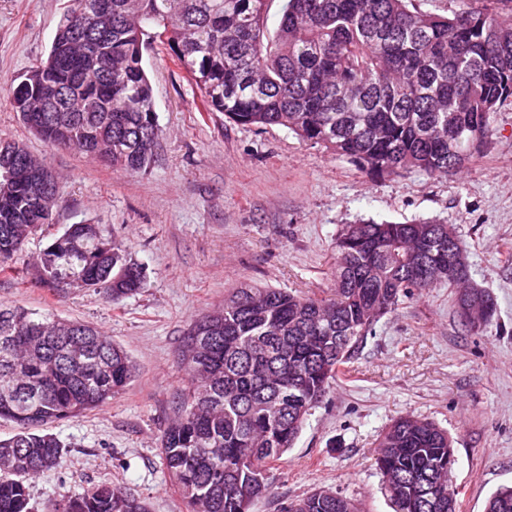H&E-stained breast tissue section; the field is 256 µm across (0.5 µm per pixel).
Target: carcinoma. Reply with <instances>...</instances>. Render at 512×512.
I'll return each mask as SVG.
<instances>
[{
    "instance_id": "1",
    "label": "carcinoma",
    "mask_w": 512,
    "mask_h": 512,
    "mask_svg": "<svg viewBox=\"0 0 512 512\" xmlns=\"http://www.w3.org/2000/svg\"><path fill=\"white\" fill-rule=\"evenodd\" d=\"M269 0H66L48 55L9 85L13 109L50 145L130 174L154 160L160 129L143 53L168 47L206 112L264 128L280 125L372 176L460 171L512 101V16L445 17L409 0H284L267 34ZM102 5L94 14L92 5ZM20 177L0 167V274L38 230ZM331 294L300 297L241 287L224 307L186 329L187 385L160 438L161 458L188 512H250L269 493L264 467L281 460L310 411L345 374L375 324L407 298L469 280L465 248L436 219L361 220L336 237ZM460 269L448 278V263ZM31 282L83 288L118 303L143 288L144 268L94 224H70L31 266ZM482 317L490 293L471 289ZM135 372L129 354L95 327L50 313L0 306V512H34L30 480L62 465L66 444L51 424L109 403ZM456 459L448 432L397 419L375 463L394 512H448ZM58 512H149L109 482L65 495ZM282 512H361L329 488ZM485 512H512V487Z\"/></svg>"
}]
</instances>
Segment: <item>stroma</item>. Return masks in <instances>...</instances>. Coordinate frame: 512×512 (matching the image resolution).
Listing matches in <instances>:
<instances>
[{
	"label": "stroma",
	"mask_w": 512,
	"mask_h": 512,
	"mask_svg": "<svg viewBox=\"0 0 512 512\" xmlns=\"http://www.w3.org/2000/svg\"><path fill=\"white\" fill-rule=\"evenodd\" d=\"M66 0H0V140L23 142L58 176L53 221L25 242L0 275V305L91 324L135 363L106 406L52 424L67 446L59 468L30 485L36 512L62 495L109 480L150 512H187L160 454V437L182 389L187 324L244 284L326 295L336 234L359 219L438 218L455 227L473 285L494 298L493 319L464 327L454 289L441 285L379 320L347 378L312 410L293 448L265 472L268 495L251 512L319 487L392 512L374 463L377 440L400 417L447 429L458 512H484L512 485V104L492 116L493 135L462 172L369 177L282 126L258 129L203 111L199 93L164 46L144 53L162 130L150 168L128 174L51 146L13 111L5 85L51 45ZM418 11L512 14V0H411ZM95 224L145 268L141 291L112 304L98 293L51 291L22 280L48 240L69 224Z\"/></svg>",
	"instance_id": "1"
}]
</instances>
